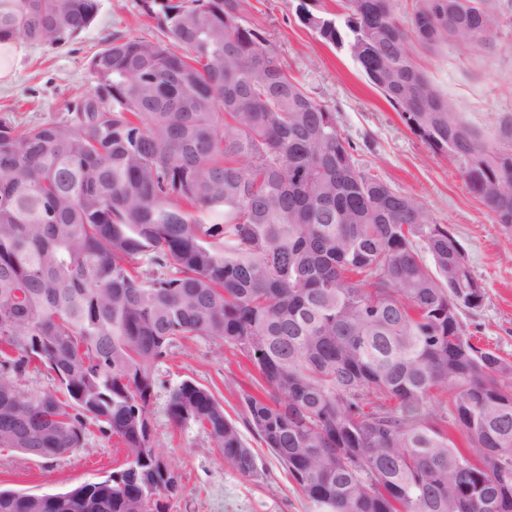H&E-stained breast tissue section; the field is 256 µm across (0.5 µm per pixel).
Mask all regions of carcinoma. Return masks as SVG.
<instances>
[{"instance_id": "cac0c4a2", "label": "carcinoma", "mask_w": 512, "mask_h": 512, "mask_svg": "<svg viewBox=\"0 0 512 512\" xmlns=\"http://www.w3.org/2000/svg\"><path fill=\"white\" fill-rule=\"evenodd\" d=\"M302 24L368 82L512 230V115L487 137L415 63L483 45L489 0H337ZM167 42L115 34L68 117L0 119V448L52 460L92 429L124 464L0 512H163L180 489L153 439L154 367L207 337L247 357L244 422L320 512H512V363L460 319L484 288L453 234L366 170L335 113L281 65L244 0H142ZM98 0H0V43L64 45ZM45 369L49 390L28 383ZM224 464L257 475L224 406L169 391ZM473 451L448 436V419Z\"/></svg>"}]
</instances>
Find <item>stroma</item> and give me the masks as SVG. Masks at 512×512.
<instances>
[{
	"label": "stroma",
	"instance_id": "obj_1",
	"mask_svg": "<svg viewBox=\"0 0 512 512\" xmlns=\"http://www.w3.org/2000/svg\"><path fill=\"white\" fill-rule=\"evenodd\" d=\"M295 0H248L243 21L261 30L288 73L336 115L357 158L396 192L421 202L432 223L460 242L486 298L461 319L480 344L512 362V233L469 191L455 162L433 153L414 135L389 102L360 73L346 49L333 47L296 16ZM500 23L486 44L459 40L428 51L416 48L417 65L470 125L493 134L512 115V0H495ZM158 42L162 32L144 16L139 0H99L92 24L57 47L20 42L22 57L0 85V117L19 128L61 119L74 93L88 89V61L113 33ZM151 401L156 445L179 473L182 488L166 499L165 512H318L280 462L251 430L242 436L256 453L258 475L246 478L224 464L213 440L194 423L173 425L168 390L186 379L210 389L227 417L242 419V392L262 395L260 376L241 355L206 337L171 349L155 369ZM123 458L122 449L100 433L86 445L54 460L0 449V487L26 493H57L106 479Z\"/></svg>",
	"mask_w": 512,
	"mask_h": 512
}]
</instances>
